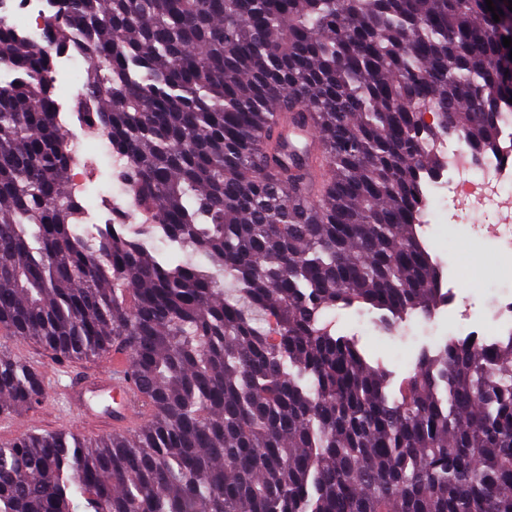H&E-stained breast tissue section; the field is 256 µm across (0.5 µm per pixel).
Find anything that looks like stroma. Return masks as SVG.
<instances>
[{
  "label": "stroma",
  "instance_id": "35a3bbf8",
  "mask_svg": "<svg viewBox=\"0 0 512 512\" xmlns=\"http://www.w3.org/2000/svg\"><path fill=\"white\" fill-rule=\"evenodd\" d=\"M498 221L496 212L476 198L460 200L449 194L442 195L430 244L441 262L444 280L455 283L457 302L454 309H439L433 324L426 325L411 318L405 333L391 334L380 326L376 313L356 306L329 311L328 319L334 321L337 331L358 340L371 363L383 365L395 377H404L421 351L436 349L455 338L463 320L492 324L494 300L502 286L492 282L472 257L479 250L496 255L502 263L512 259V236L491 238L485 233L487 225ZM82 394L101 419L95 425L73 419L69 430L93 440L112 427V398L108 390L94 385L84 387ZM69 411L64 397L42 401L37 409L20 412L10 421L1 423L0 440L28 429H59L60 417Z\"/></svg>",
  "mask_w": 512,
  "mask_h": 512
}]
</instances>
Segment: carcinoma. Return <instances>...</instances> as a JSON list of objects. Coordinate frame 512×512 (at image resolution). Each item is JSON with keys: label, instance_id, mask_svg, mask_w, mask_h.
Returning a JSON list of instances; mask_svg holds the SVG:
<instances>
[{"label": "carcinoma", "instance_id": "obj_1", "mask_svg": "<svg viewBox=\"0 0 512 512\" xmlns=\"http://www.w3.org/2000/svg\"><path fill=\"white\" fill-rule=\"evenodd\" d=\"M54 2L134 209L87 224L64 184L93 166L53 112L69 28L36 46L0 18V331L67 361L121 348L150 414L90 446L0 442V512H512V340L447 342L396 381L325 319L445 302L428 146L488 154L512 120L485 0ZM284 117L318 133L322 181L285 158ZM44 392L0 349V421Z\"/></svg>", "mask_w": 512, "mask_h": 512}]
</instances>
